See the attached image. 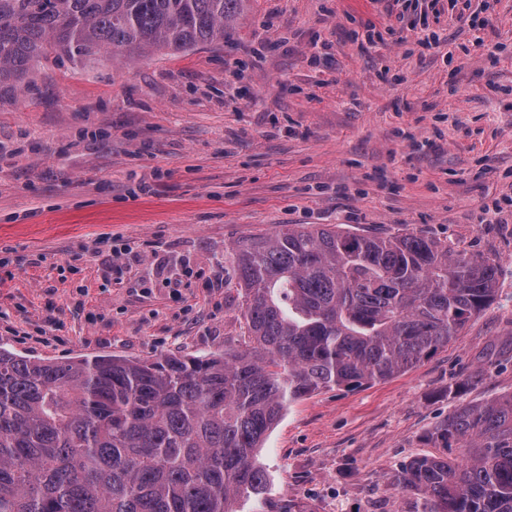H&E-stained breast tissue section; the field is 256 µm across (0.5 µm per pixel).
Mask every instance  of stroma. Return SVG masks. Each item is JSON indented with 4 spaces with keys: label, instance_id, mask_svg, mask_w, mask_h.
I'll return each instance as SVG.
<instances>
[{
    "label": "stroma",
    "instance_id": "stroma-1",
    "mask_svg": "<svg viewBox=\"0 0 512 512\" xmlns=\"http://www.w3.org/2000/svg\"><path fill=\"white\" fill-rule=\"evenodd\" d=\"M249 0L186 55L45 69L0 96V346L29 359L220 353L233 249L290 224L413 232L496 264L494 302L416 367L295 403L264 503L420 512L400 466L512 394V0Z\"/></svg>",
    "mask_w": 512,
    "mask_h": 512
}]
</instances>
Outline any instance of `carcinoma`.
<instances>
[{
	"label": "carcinoma",
	"mask_w": 512,
	"mask_h": 512,
	"mask_svg": "<svg viewBox=\"0 0 512 512\" xmlns=\"http://www.w3.org/2000/svg\"><path fill=\"white\" fill-rule=\"evenodd\" d=\"M247 0H0V95L42 63L186 54ZM248 342L153 360L0 348V512H240L287 409L413 368L494 301L496 265L415 234L285 227L234 249ZM396 476L424 512H512V395L458 409ZM460 448L454 455L451 449Z\"/></svg>",
	"instance_id": "cac0c4a2"
}]
</instances>
